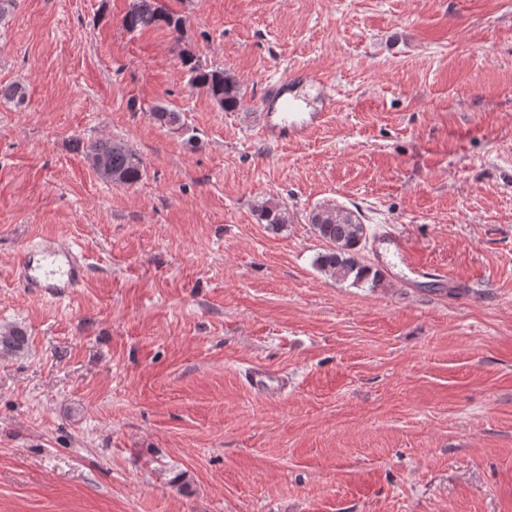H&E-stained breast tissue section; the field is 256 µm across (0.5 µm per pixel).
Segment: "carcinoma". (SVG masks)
<instances>
[{
    "instance_id": "1",
    "label": "carcinoma",
    "mask_w": 512,
    "mask_h": 512,
    "mask_svg": "<svg viewBox=\"0 0 512 512\" xmlns=\"http://www.w3.org/2000/svg\"><path fill=\"white\" fill-rule=\"evenodd\" d=\"M131 31H143L165 27L176 34L180 41L186 28V18L168 11L159 0H132L122 20ZM181 67L189 77L191 87L203 90L221 109L233 111L240 104L239 82L222 70L210 69L202 64L190 49L179 54ZM153 120L170 130L183 128L182 114L163 106L151 112ZM86 157L97 167L109 173L107 180L121 185H133L143 175L141 157L120 142L96 141L86 148ZM259 219L276 230L288 223L287 208L270 199L257 205ZM310 224L315 235L328 244V249L319 253L314 265L324 274L338 281L361 282L367 278L378 281V274L363 264L359 256L360 245L366 238V228L355 212L342 207H324L314 212ZM26 344L25 333L17 328L0 331V351L16 352Z\"/></svg>"
}]
</instances>
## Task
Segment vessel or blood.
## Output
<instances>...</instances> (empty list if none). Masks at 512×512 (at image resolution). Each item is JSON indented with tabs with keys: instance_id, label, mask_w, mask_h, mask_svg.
<instances>
[{
	"instance_id": "vessel-or-blood-1",
	"label": "vessel or blood",
	"mask_w": 512,
	"mask_h": 512,
	"mask_svg": "<svg viewBox=\"0 0 512 512\" xmlns=\"http://www.w3.org/2000/svg\"><path fill=\"white\" fill-rule=\"evenodd\" d=\"M305 76L323 93L322 111L309 115L297 114L284 122H274L272 114L276 108L288 107L292 104L290 94L295 75L288 71L283 72L264 87L261 137L276 143L305 138L324 123L334 111L335 99L323 74L309 69L306 70ZM380 236L389 249H392L411 271L425 273V266L421 265L406 241L396 234L392 227H385ZM86 269V258L81 251L42 238L30 242L24 250L19 263L18 281L22 287L63 299L80 286L85 278ZM244 376L251 390L268 398L282 395L288 387V380L284 375L261 365L249 366Z\"/></svg>"
}]
</instances>
